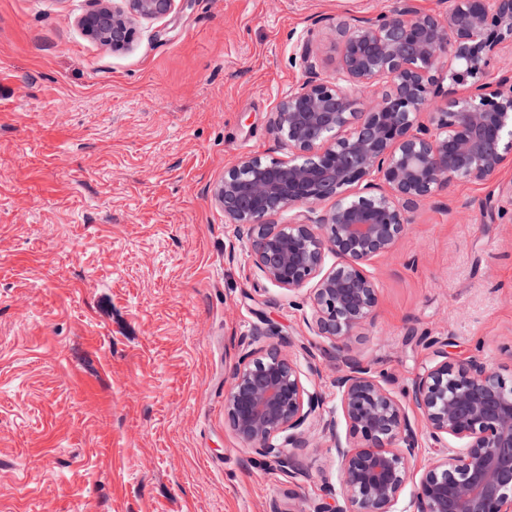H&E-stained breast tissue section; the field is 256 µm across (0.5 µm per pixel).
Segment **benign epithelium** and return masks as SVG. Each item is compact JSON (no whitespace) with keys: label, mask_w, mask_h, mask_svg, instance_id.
Masks as SVG:
<instances>
[{"label":"benign epithelium","mask_w":512,"mask_h":512,"mask_svg":"<svg viewBox=\"0 0 512 512\" xmlns=\"http://www.w3.org/2000/svg\"><path fill=\"white\" fill-rule=\"evenodd\" d=\"M81 26L91 37L127 49L134 21L170 14L173 0H88ZM336 77L317 71L312 41L298 55L307 77L277 104L271 128L284 151L247 157L224 171L214 200L250 248L261 276L288 294L308 293L307 325L327 338L346 423L327 419L343 501L313 512H394L413 480L421 447L407 408L421 418L432 448L447 453L422 474L412 512H512V374L437 347L410 388L395 394L370 364L346 354L373 322L377 287L369 262L392 251L408 228L406 213L453 180L494 179L512 159V69L497 67L512 42V0H452L444 14L396 0L374 19L336 22ZM473 83L444 87L458 68ZM438 97L444 107L419 120ZM333 201L330 210L317 206ZM290 211L288 223L269 218ZM278 332L267 319L249 333L224 394L237 438L294 476L306 475L299 450L323 407L303 382L314 371L277 346L252 345Z\"/></svg>","instance_id":"1"}]
</instances>
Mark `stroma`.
I'll return each mask as SVG.
<instances>
[{
	"label": "stroma",
	"instance_id": "1",
	"mask_svg": "<svg viewBox=\"0 0 512 512\" xmlns=\"http://www.w3.org/2000/svg\"><path fill=\"white\" fill-rule=\"evenodd\" d=\"M394 0H175L112 51L87 0H0V512H312L338 490L311 423L291 478L229 428L224 393L260 319L336 413L329 342L266 281L212 196L224 171L278 154L277 103L336 68L337 20ZM367 267L375 320L353 354L410 386L432 358L512 372V162L454 181Z\"/></svg>",
	"mask_w": 512,
	"mask_h": 512
}]
</instances>
